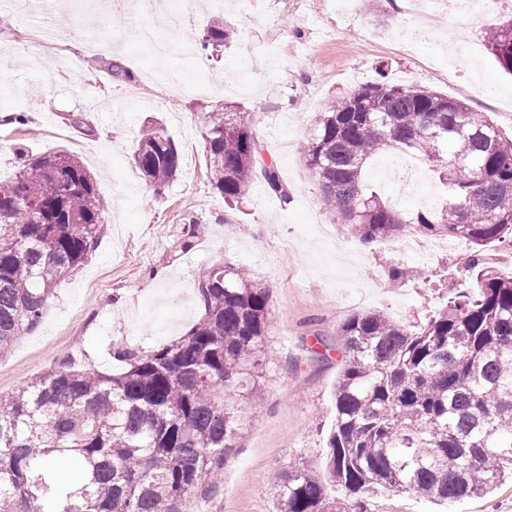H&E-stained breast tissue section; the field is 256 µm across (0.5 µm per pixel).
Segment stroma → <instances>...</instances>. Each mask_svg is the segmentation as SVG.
<instances>
[{
  "instance_id": "35a3bbf8",
  "label": "stroma",
  "mask_w": 512,
  "mask_h": 512,
  "mask_svg": "<svg viewBox=\"0 0 512 512\" xmlns=\"http://www.w3.org/2000/svg\"><path fill=\"white\" fill-rule=\"evenodd\" d=\"M216 18L232 37L221 50L201 53L199 40ZM510 18L512 6L476 23L444 13L418 19L410 0H257L249 10L209 0L182 33L188 51L168 59L167 72L186 85L169 96L162 85L144 84L158 61L149 47L126 41L123 16L97 30L87 10L59 11L56 24L70 37L62 49L38 51L32 20L0 0V111L30 118L21 128L0 119V179L17 171L18 148L66 149L94 176L107 221L93 256L57 288L40 325L0 356V395L66 360L119 371L113 343L153 350L201 318L196 281L203 269L246 268L267 288L273 310L261 356L265 407L239 435L223 483L173 508L275 512L269 473L295 463L321 468L343 362L338 326L372 310L415 325L445 305L449 289L474 285L460 262L470 253L466 243L427 264L404 252L401 238L365 248L336 223L303 161L311 117L383 75L463 101L511 136L512 77L485 46L486 32ZM92 41L113 50L89 51ZM76 56L84 62L79 71L71 66ZM115 61L128 78L108 72ZM227 102L252 112L263 158L277 163L289 204L259 178L232 207L213 189L201 120ZM74 115L85 116L89 129L73 126ZM152 122L182 155L179 174L159 195L133 162ZM191 224L197 232L185 236ZM393 266L404 269L401 281L389 279ZM370 512H512V484L449 504L384 489L371 496Z\"/></svg>"
}]
</instances>
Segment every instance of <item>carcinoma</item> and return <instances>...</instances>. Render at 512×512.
Returning <instances> with one entry per match:
<instances>
[{
    "mask_svg": "<svg viewBox=\"0 0 512 512\" xmlns=\"http://www.w3.org/2000/svg\"><path fill=\"white\" fill-rule=\"evenodd\" d=\"M231 38L216 21L201 50ZM486 47L512 74V19ZM206 169L224 201L240 199L256 167L288 204L273 162L257 164L251 113L224 104L203 117ZM411 154L437 180L442 201L403 214L368 187L365 169L388 152ZM304 158L322 202L359 242L408 228L472 250L477 290L459 292L426 323L358 313L336 332L345 360L323 474L292 465L271 475L275 512H368L371 490L422 498L480 497L512 479V276L481 262L492 242L512 249V137L485 113L437 92L385 80L357 89L313 117ZM146 181L162 190L181 153L159 127L134 150ZM95 181L73 154L43 153L0 181V354L42 321L57 286L91 256L104 232ZM201 319L155 350L112 345L118 374L69 361L8 397L0 395V512H171L216 485L244 422L261 408L259 371L273 311L246 270L214 265L197 281ZM67 458L81 481L61 478ZM345 493L329 501L326 482Z\"/></svg>",
    "mask_w": 512,
    "mask_h": 512,
    "instance_id": "obj_1",
    "label": "carcinoma"
}]
</instances>
